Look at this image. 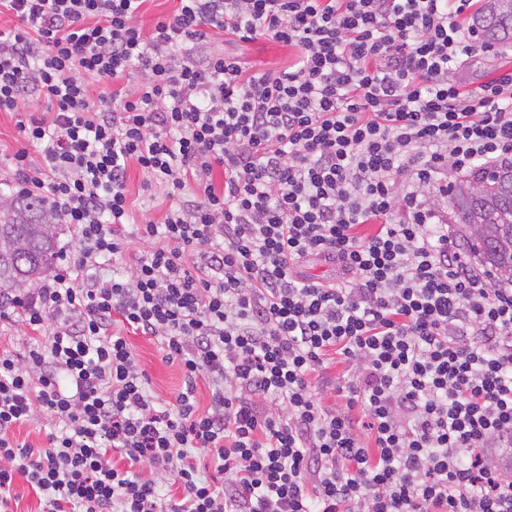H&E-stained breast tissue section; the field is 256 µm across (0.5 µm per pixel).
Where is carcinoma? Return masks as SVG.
<instances>
[{
    "label": "carcinoma",
    "instance_id": "carcinoma-1",
    "mask_svg": "<svg viewBox=\"0 0 512 512\" xmlns=\"http://www.w3.org/2000/svg\"><path fill=\"white\" fill-rule=\"evenodd\" d=\"M474 28L488 44L512 43V0H484ZM451 219L496 283H512V163L448 182ZM59 225L44 200L0 202V290L32 288L54 271Z\"/></svg>",
    "mask_w": 512,
    "mask_h": 512
}]
</instances>
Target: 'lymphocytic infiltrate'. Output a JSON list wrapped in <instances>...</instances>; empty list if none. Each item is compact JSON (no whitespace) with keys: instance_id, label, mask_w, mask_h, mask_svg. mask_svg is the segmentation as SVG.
<instances>
[{"instance_id":"f902f5d3","label":"lymphocytic infiltrate","mask_w":512,"mask_h":512,"mask_svg":"<svg viewBox=\"0 0 512 512\" xmlns=\"http://www.w3.org/2000/svg\"><path fill=\"white\" fill-rule=\"evenodd\" d=\"M143 2L0 0V112L26 115L10 193L72 234L42 287L0 291L31 335L0 350V512L19 476L45 512H512V285L445 217L450 177L512 161V75L451 76L495 51L474 0H179L149 33ZM224 33L295 60L254 70ZM132 163L172 207L103 280ZM118 322L178 362L173 407ZM333 357L345 375L313 386ZM40 410L63 424L44 448L15 437ZM137 224H126V231L129 233V240L131 241L129 244V250L126 252L124 261L117 260L113 262L114 267L112 266V257L107 258L100 268H98L97 276L104 278L106 280L112 279L113 270L115 273L127 275L128 270L134 264L136 257L140 254V251L144 249L142 243L139 242L135 238L136 226Z\"/></svg>"}]
</instances>
